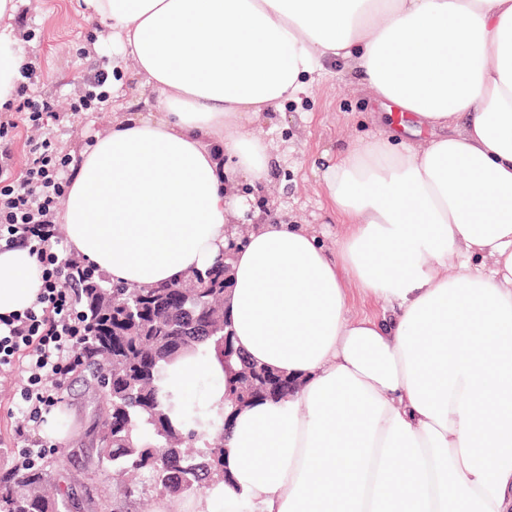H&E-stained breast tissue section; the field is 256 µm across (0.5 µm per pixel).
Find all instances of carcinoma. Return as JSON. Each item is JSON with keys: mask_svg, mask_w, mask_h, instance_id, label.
<instances>
[{"mask_svg": "<svg viewBox=\"0 0 512 512\" xmlns=\"http://www.w3.org/2000/svg\"><path fill=\"white\" fill-rule=\"evenodd\" d=\"M229 273L221 260L179 283L129 287L107 285L92 269L78 289L87 341L76 368L95 408L91 445L127 494L139 488L175 499L224 475L221 442L199 432V410L179 404L186 430L176 428L161 384L166 366L188 351L211 345L227 360L235 354L224 319ZM289 385L288 378L245 363L232 398L286 396ZM62 468L58 459L0 472V512H70L73 488L56 498L48 493L51 474Z\"/></svg>", "mask_w": 512, "mask_h": 512, "instance_id": "1", "label": "carcinoma"}]
</instances>
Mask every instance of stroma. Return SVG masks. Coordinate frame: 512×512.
<instances>
[{
  "label": "stroma",
  "mask_w": 512,
  "mask_h": 512,
  "mask_svg": "<svg viewBox=\"0 0 512 512\" xmlns=\"http://www.w3.org/2000/svg\"><path fill=\"white\" fill-rule=\"evenodd\" d=\"M19 14L32 34L22 46L27 59L36 64L35 82L41 95L54 100L61 113L53 131L62 149L77 155L89 140L108 132L116 117L108 102L97 112L74 115L68 110L89 74L118 61L111 31L90 15L83 0H27ZM387 126L381 105L368 100L356 73L342 65L327 66L298 99L267 113L261 124L240 127V135L261 137L273 154L268 182L255 188L242 182L235 188L238 195L251 200L242 224L276 220L299 224L315 231L328 251H335L336 240L347 226L331 206L323 172L352 140L379 134ZM22 383L17 369L0 367V471L17 465L24 442L43 444L48 460L68 454L67 466L55 474V487L62 491L73 483L83 486L89 499L80 512H98L95 502L102 499L112 479L98 470L95 449L84 444L95 415L81 385L72 382L61 395V406L75 411L70 440L61 445L38 428L26 439L17 438L16 394Z\"/></svg>",
  "instance_id": "35a3bbf8"
}]
</instances>
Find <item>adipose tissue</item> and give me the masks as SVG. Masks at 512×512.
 <instances>
[{
    "label": "adipose tissue",
    "mask_w": 512,
    "mask_h": 512,
    "mask_svg": "<svg viewBox=\"0 0 512 512\" xmlns=\"http://www.w3.org/2000/svg\"><path fill=\"white\" fill-rule=\"evenodd\" d=\"M154 114L75 159L59 222L111 282H177L221 258L270 155L237 129L298 98L324 63L392 104L412 143L354 141L323 173L348 224L251 228L224 310L238 358L182 357L164 394L193 397L224 437L227 480L155 512H512V0H85ZM0 0V108L23 83ZM492 269H473L471 255ZM382 304L350 317L347 281ZM29 249L0 251V315L33 306ZM299 377L238 406L243 362Z\"/></svg>",
    "instance_id": "adipose-tissue-1"
}]
</instances>
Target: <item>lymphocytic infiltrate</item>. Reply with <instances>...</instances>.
<instances>
[{"label": "lymphocytic infiltrate", "instance_id": "obj_1", "mask_svg": "<svg viewBox=\"0 0 512 512\" xmlns=\"http://www.w3.org/2000/svg\"><path fill=\"white\" fill-rule=\"evenodd\" d=\"M18 95L30 130L28 160L23 170L14 171L11 145L19 123L0 121V250L27 244L42 283L34 306L0 315V366L18 365L26 376L18 402L25 430L59 403L85 328L70 280L72 259L55 246L56 215L75 176L72 158L45 126L56 114L54 104L25 85Z\"/></svg>", "mask_w": 512, "mask_h": 512}]
</instances>
